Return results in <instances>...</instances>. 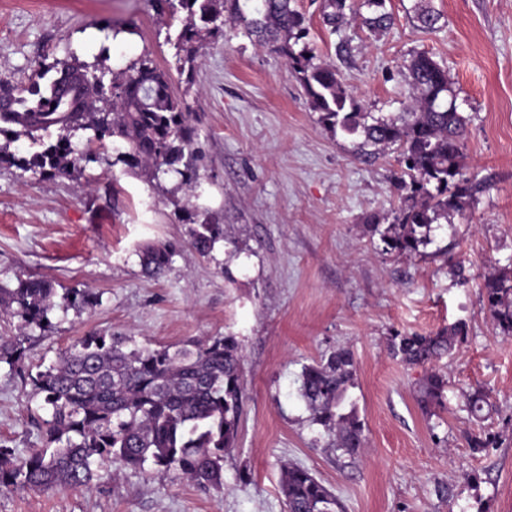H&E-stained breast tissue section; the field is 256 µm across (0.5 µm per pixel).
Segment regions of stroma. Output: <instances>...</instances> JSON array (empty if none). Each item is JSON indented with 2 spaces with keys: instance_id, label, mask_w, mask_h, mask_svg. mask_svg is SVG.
<instances>
[{
  "instance_id": "1",
  "label": "stroma",
  "mask_w": 512,
  "mask_h": 512,
  "mask_svg": "<svg viewBox=\"0 0 512 512\" xmlns=\"http://www.w3.org/2000/svg\"><path fill=\"white\" fill-rule=\"evenodd\" d=\"M321 3L294 2L306 41L368 111L402 108L403 62L425 51L447 67L466 118L465 175L486 189L413 255L387 251L369 223H394L402 205L395 153L357 158L271 47L203 26L196 66L181 72L174 45L186 18L150 0H0V77L24 83L70 55L109 74L147 51L201 116L195 189L173 174L144 182L113 164L108 145L67 178L0 168V283L35 276L101 299L91 312L60 303L50 329L29 330L21 361L0 364V444L21 455L42 447L48 413L29 376L89 334L140 346L236 337L245 388L222 486L105 461L84 490L0 492V512H285L286 463L309 469L341 512H512V338L481 293L512 265V0H387L394 23L377 36L356 20L331 30ZM420 4L440 14L437 29L420 26ZM104 18L136 25L106 57L95 27ZM205 222L224 238L204 257L190 240ZM149 244L174 252L157 278L141 264ZM458 321L467 342L432 368L389 351L394 336ZM339 347L357 362L349 396L366 441L353 459L327 448L297 395L303 365ZM431 370L447 377L448 401L430 415L417 391ZM475 388L497 406L482 423L463 409ZM481 430L494 443L476 453L466 437Z\"/></svg>"
}]
</instances>
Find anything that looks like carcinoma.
I'll list each match as a JSON object with an SVG mask.
<instances>
[{
  "label": "carcinoma",
  "instance_id": "carcinoma-1",
  "mask_svg": "<svg viewBox=\"0 0 512 512\" xmlns=\"http://www.w3.org/2000/svg\"><path fill=\"white\" fill-rule=\"evenodd\" d=\"M174 16L187 13L191 22L181 30L176 46L179 69H193L197 18L210 26L215 37L231 24L247 36L265 40L286 57L322 119L349 136L361 138L357 154L367 147L395 149L403 165L401 190L410 203L400 209L397 223L380 232L386 248L411 255L430 240L431 225L448 212L466 210L484 185L463 176L465 117L450 106L455 91L448 71L425 52L404 61L406 79L413 90L410 103L400 112L374 116L345 87L333 65L316 64L304 42L305 18L293 0H260L246 11L249 0H152ZM367 15L363 26L373 34L386 32L393 18L386 0H362ZM351 9L347 0H323V21L337 30ZM421 26L434 30L440 15L418 8ZM89 65L76 56L56 60L35 70L25 85L0 79V135L15 139L34 137L57 127L59 134L31 156H18L0 147V167L38 170L54 177L82 172L99 155L80 149L72 134L89 130L88 142L104 143L119 137L115 161L148 181L176 173L186 184L198 183L192 163L180 169L185 156L197 153L198 122L190 106L175 97L169 74L154 65L145 52L112 76L90 73L92 96L80 109L72 106L61 87L72 82ZM55 72L46 87L40 80ZM48 103L39 102L40 89ZM223 237L218 224H203L192 232L191 246L201 255L212 251ZM172 252L162 245L142 250L143 268L160 275ZM484 305L499 333L512 337V269L485 279ZM57 289L39 277L19 281L15 288L0 284V313L17 321L21 333L29 328L51 327L57 308ZM64 299L73 307L93 309L97 300L88 291L71 290ZM25 337L0 336V363L22 359ZM467 341V327L458 321L436 333L396 336L391 353L411 366L432 365ZM129 336H82L56 360L29 376L50 418L43 432L44 448L24 457L0 446V490L45 491L58 487L81 490L93 479L94 466L103 460L124 467H141L152 461L159 474L179 471L201 487H219L223 480L224 453L234 447L244 399L243 353L233 336L191 340L180 346L128 348ZM356 362L348 348H338L303 367L298 395L321 425L334 450L355 457L365 445L364 424L355 403L348 401L354 386ZM448 380L430 372L418 389L425 411L444 408ZM465 407L476 421L495 410L480 389L464 396ZM281 490L287 512H338L336 495L308 469L284 464Z\"/></svg>",
  "mask_w": 512,
  "mask_h": 512
}]
</instances>
